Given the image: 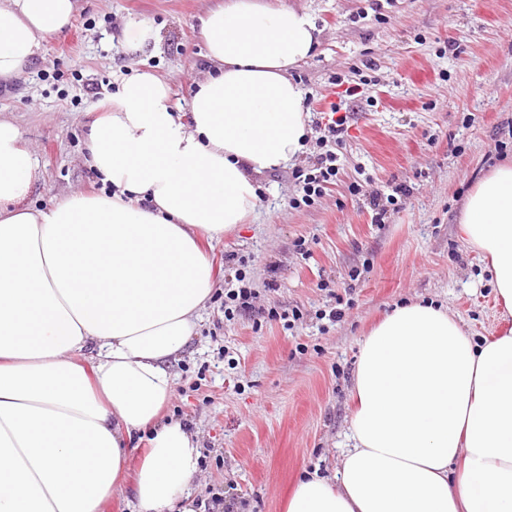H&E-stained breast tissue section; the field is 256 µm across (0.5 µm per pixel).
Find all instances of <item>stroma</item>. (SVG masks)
Instances as JSON below:
<instances>
[{"mask_svg": "<svg viewBox=\"0 0 512 512\" xmlns=\"http://www.w3.org/2000/svg\"><path fill=\"white\" fill-rule=\"evenodd\" d=\"M311 13L319 46L290 75L312 120L327 121L339 82L362 83L324 199L291 207L290 169L266 172L253 214L222 239L202 238L216 285L197 334L173 365L163 419L188 425L200 447L191 488L223 494L234 512H285L306 472L332 473L347 438L361 343L396 306L431 301L480 342L502 319L481 256L459 237L465 198L512 163V0H283ZM212 0H81L12 86L0 114L33 152L41 178L26 203L51 207L102 193L85 161L89 125L131 68L166 82L181 115L207 74L200 19ZM134 19L160 29L159 49L128 58L119 42ZM403 182L405 203L375 223L350 192ZM303 250H296V241ZM361 269L351 281L352 269ZM239 270L263 316L224 315V277ZM350 307L323 319L337 299ZM299 310V320L286 318Z\"/></svg>", "mask_w": 512, "mask_h": 512, "instance_id": "35a3bbf8", "label": "stroma"}]
</instances>
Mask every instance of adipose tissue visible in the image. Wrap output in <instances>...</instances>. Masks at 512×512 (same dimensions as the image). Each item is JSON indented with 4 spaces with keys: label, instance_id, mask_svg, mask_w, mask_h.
I'll return each mask as SVG.
<instances>
[{
    "label": "adipose tissue",
    "instance_id": "1",
    "mask_svg": "<svg viewBox=\"0 0 512 512\" xmlns=\"http://www.w3.org/2000/svg\"><path fill=\"white\" fill-rule=\"evenodd\" d=\"M78 7L0 0V83ZM201 29L210 71L189 119L146 71L93 119L87 164L106 194L26 207L37 163L0 118V512H99L135 455L136 512H196L198 441L158 417L214 287L198 237L232 233L258 176L307 151L289 72L317 45L309 13L256 0H225ZM459 231L511 316L512 165L477 184ZM353 398L351 448L286 512H512V329L479 344L446 308H395L362 343Z\"/></svg>",
    "mask_w": 512,
    "mask_h": 512
}]
</instances>
